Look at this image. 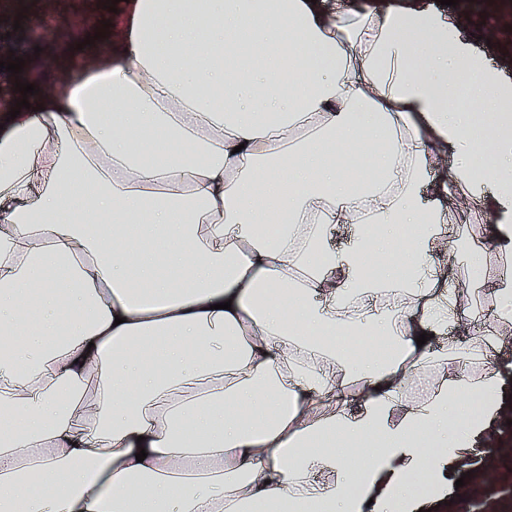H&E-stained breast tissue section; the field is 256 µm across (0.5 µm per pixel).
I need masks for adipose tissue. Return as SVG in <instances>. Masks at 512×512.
Listing matches in <instances>:
<instances>
[{"mask_svg": "<svg viewBox=\"0 0 512 512\" xmlns=\"http://www.w3.org/2000/svg\"><path fill=\"white\" fill-rule=\"evenodd\" d=\"M115 30L0 126V512H417L501 408L443 373L488 337L416 338L469 314L435 253L475 289L512 257V78L417 0H129ZM451 195L489 248L442 233ZM437 381L435 374L424 372L415 377L407 389V397L411 402H417L425 398L436 387Z\"/></svg>", "mask_w": 512, "mask_h": 512, "instance_id": "ef3b65f1", "label": "adipose tissue"}]
</instances>
